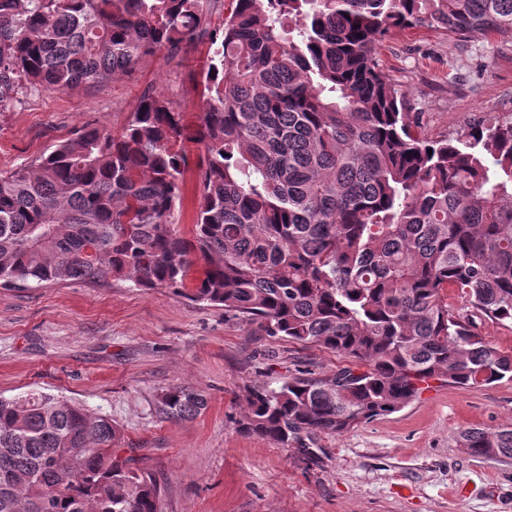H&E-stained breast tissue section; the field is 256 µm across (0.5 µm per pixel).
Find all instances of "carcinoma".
Returning <instances> with one entry per match:
<instances>
[{
  "label": "carcinoma",
  "mask_w": 512,
  "mask_h": 512,
  "mask_svg": "<svg viewBox=\"0 0 512 512\" xmlns=\"http://www.w3.org/2000/svg\"><path fill=\"white\" fill-rule=\"evenodd\" d=\"M216 2L0 0V109L207 46L192 235L172 220L190 169L183 113L149 86L120 135L83 125L0 172V283L166 288L351 358L246 391L239 432L305 458L316 436L397 412L429 380H512V352L478 332L512 324V117L424 137L375 57L414 27L512 41V0H228L214 26ZM206 404L172 386L160 411L187 420ZM119 436L62 396L0 397V512H161ZM460 445L511 459L512 425Z\"/></svg>",
  "instance_id": "obj_1"
}]
</instances>
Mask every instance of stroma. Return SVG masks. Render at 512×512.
<instances>
[{"mask_svg": "<svg viewBox=\"0 0 512 512\" xmlns=\"http://www.w3.org/2000/svg\"><path fill=\"white\" fill-rule=\"evenodd\" d=\"M376 56L426 137L512 115V43L497 36L456 41L407 29L378 43ZM204 57L195 46L179 67L158 53L132 78L24 91L0 110V171L30 164L87 122L119 134L150 84L194 123ZM350 363L163 288L0 285V396L40 390L110 418L121 455L163 486V512H512V459H476L459 443L463 430L512 422V380L430 381L395 413L319 436L311 458L237 431L248 387L275 388L300 371L325 377ZM176 384L206 396L197 418L158 414L161 393Z\"/></svg>", "mask_w": 512, "mask_h": 512, "instance_id": "1", "label": "stroma"}]
</instances>
